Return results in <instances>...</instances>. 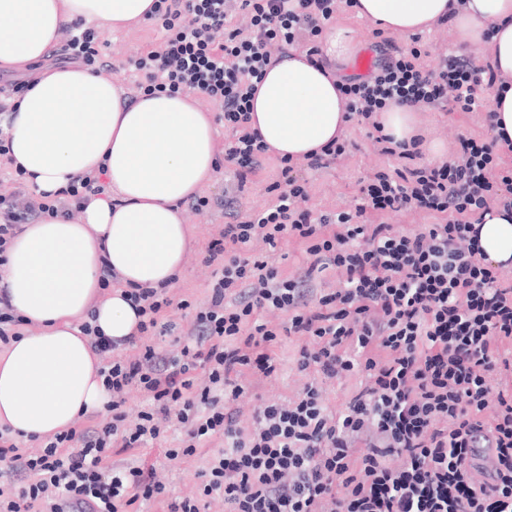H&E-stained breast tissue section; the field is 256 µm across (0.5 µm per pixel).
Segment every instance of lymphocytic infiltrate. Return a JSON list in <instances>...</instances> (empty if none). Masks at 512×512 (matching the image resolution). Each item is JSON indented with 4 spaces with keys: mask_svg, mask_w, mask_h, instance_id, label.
<instances>
[{
    "mask_svg": "<svg viewBox=\"0 0 512 512\" xmlns=\"http://www.w3.org/2000/svg\"><path fill=\"white\" fill-rule=\"evenodd\" d=\"M335 11L336 0H159L165 35L128 64L141 94L189 91L220 108L230 133L224 157L235 166L231 191L239 194L266 156L249 123L254 81L271 60L268 44L318 55L313 39ZM240 13L248 30L232 25ZM96 40L93 30L68 26L59 63L94 66ZM419 57V49L386 45L368 77L342 87L350 118L363 122L394 105L482 107L494 81L490 67L458 53L429 70ZM375 140L406 165L363 179L355 211L317 216L301 208L304 188L284 158L268 208L230 212L203 257L219 264L220 276L177 352L143 342L172 329L161 320L171 304L161 288L126 289L141 320L124 342L84 322L94 349L113 355L100 369L112 416L60 432L36 454H19L0 435V461L28 478L17 495L0 498V512H33L45 499L51 512L83 505L131 512L157 498L166 486L154 468L114 469L112 454L160 441L171 418L184 440L169 458L223 439L203 492L222 496L227 512H512V284H501L477 231L492 201L512 207V169L500 168L492 143L466 136L459 159L426 165L419 140ZM104 190L84 175L51 201L21 188L0 194V266L23 224L73 215ZM414 207L434 223L404 232L365 219L370 211ZM288 235L306 242L307 261L284 277L250 247L258 238L274 247ZM330 268L341 285L317 294L312 276ZM268 309L287 313L286 333L305 337L296 363L309 380L294 398L261 404L246 433L233 407L244 392L241 378L276 370L269 348L278 333L261 317ZM122 345L134 355L118 356ZM351 373L362 376L358 391L330 405L324 382ZM133 387L153 406L130 426L123 405ZM491 403L497 412L489 424L481 414ZM486 448L494 465L479 485L471 472ZM393 457L400 465H390Z\"/></svg>",
    "mask_w": 512,
    "mask_h": 512,
    "instance_id": "f902f5d3",
    "label": "lymphocytic infiltrate"
}]
</instances>
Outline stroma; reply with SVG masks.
<instances>
[{
  "instance_id": "1",
  "label": "stroma",
  "mask_w": 512,
  "mask_h": 512,
  "mask_svg": "<svg viewBox=\"0 0 512 512\" xmlns=\"http://www.w3.org/2000/svg\"><path fill=\"white\" fill-rule=\"evenodd\" d=\"M162 32L159 22L148 21L125 30H99L101 45L102 76L115 79L129 97H136V77L127 66L129 58L151 49L160 41ZM394 42L403 48L418 45L421 51L420 62L428 69L437 66L439 60L456 50L457 43L448 24H439L423 33L420 42L411 37L394 35ZM417 118L427 141L443 143L449 157L459 155V140L468 136L475 139L491 140L493 133L488 120L487 108L471 112L457 109L448 112H435L421 106L417 109ZM370 127L365 123L351 122L344 134L350 149L346 156L337 160L329 168L320 171L303 170L306 191L305 208L314 213L349 212L359 204V183L365 177L380 170H393L400 167L396 157L383 153L379 144L369 135ZM280 162L269 157L264 168L252 183L247 184L239 197L235 208L244 213H256L268 207L272 196L268 186L278 180ZM233 177L232 166L218 161L211 179L203 190L210 197L212 206L204 212L186 209L185 215L190 227L193 244L188 252L180 276L168 290L174 301L173 306L164 313L166 321L177 326H187L192 317L191 310L179 308L181 300L198 302L208 295L214 282L211 267L202 261L207 242L217 237L225 224L224 185ZM307 245L295 237L282 239L277 247H269L263 240H254L252 253L257 257H272L282 276L295 275L306 265ZM264 319L269 326L280 329L287 325V314L276 310L266 311ZM303 343L302 337L282 333L271 347L270 354L277 366L276 372L265 379L259 388L246 389L238 398L236 408L243 430H250L254 423L256 409L262 401L289 397L300 390L307 381L304 373L295 365V357ZM181 432L170 428L166 441L154 443L145 448H134L118 455V462L136 460L148 466H154L159 479L167 486L166 496L137 504V512H167L169 500L175 498H194L199 502L200 512H225L224 500L220 497L205 498L201 495L202 474L208 468L212 458L224 446L222 439H214L198 448L191 456L175 460L165 455L167 449L177 447Z\"/></svg>"
}]
</instances>
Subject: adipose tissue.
<instances>
[{"instance_id": "adipose-tissue-1", "label": "adipose tissue", "mask_w": 512, "mask_h": 512, "mask_svg": "<svg viewBox=\"0 0 512 512\" xmlns=\"http://www.w3.org/2000/svg\"><path fill=\"white\" fill-rule=\"evenodd\" d=\"M156 0H0V71L45 59L64 27L122 29L147 21ZM378 30L413 35L447 20L459 43L495 74L493 135L512 148V0H353ZM323 62L306 50L276 54L258 86L251 126L270 153L293 162L341 137L349 120L340 88L359 51L352 29L323 36ZM10 153L26 183L51 198L79 175L105 173L106 196L76 218L26 225L7 250L0 288L26 328L0 350V427L26 439L70 429L111 395L80 324L94 314L112 339L132 335L138 316L128 286L178 276L192 237L181 205L216 166L212 124L189 92H157L128 104L120 88L86 68L44 69L16 102ZM484 253L512 262V209L479 226ZM110 265L119 284L101 290Z\"/></svg>"}]
</instances>
